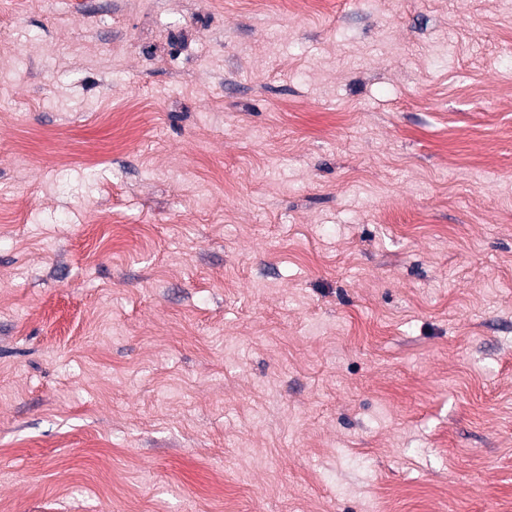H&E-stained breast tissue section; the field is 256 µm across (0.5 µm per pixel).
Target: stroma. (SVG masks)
I'll return each instance as SVG.
<instances>
[{"mask_svg": "<svg viewBox=\"0 0 512 512\" xmlns=\"http://www.w3.org/2000/svg\"><path fill=\"white\" fill-rule=\"evenodd\" d=\"M512 512V0H0V512Z\"/></svg>", "mask_w": 512, "mask_h": 512, "instance_id": "obj_1", "label": "stroma"}]
</instances>
